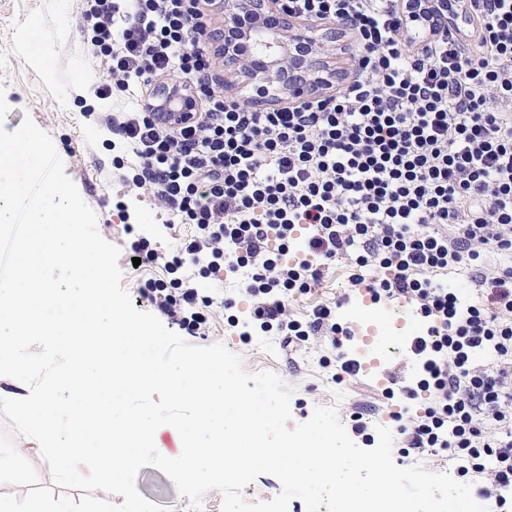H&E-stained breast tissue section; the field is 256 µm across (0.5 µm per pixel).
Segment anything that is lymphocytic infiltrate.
Segmentation results:
<instances>
[{
	"label": "lymphocytic infiltrate",
	"instance_id": "obj_1",
	"mask_svg": "<svg viewBox=\"0 0 512 512\" xmlns=\"http://www.w3.org/2000/svg\"><path fill=\"white\" fill-rule=\"evenodd\" d=\"M401 0H281L295 18H332L354 32L355 79L338 94L250 110L224 95L211 70L206 0H82L83 32L107 81L136 105L110 118L135 157L133 186L191 233L181 254L147 237L128 247L167 273L141 292L191 334L205 330L194 278L246 269L241 293L253 325L285 345L339 330L330 305L307 320L288 298L309 293L322 270L289 261L300 225L311 255L332 262L363 245L353 282L383 268L379 288L418 304L438 328L417 338L420 386L432 403L400 424L409 449L445 452L457 473L487 476L489 512H512V429L489 439L488 421L511 424L501 385L512 379V266L484 274L480 246L512 254V0H467L479 25L432 34L406 48ZM189 79L202 102L194 120L161 121L144 95L154 78ZM467 268L487 298L461 306L443 280ZM499 360L473 367L475 353Z\"/></svg>",
	"mask_w": 512,
	"mask_h": 512
}]
</instances>
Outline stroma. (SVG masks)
Returning a JSON list of instances; mask_svg holds the SVG:
<instances>
[{
  "label": "stroma",
  "instance_id": "1",
  "mask_svg": "<svg viewBox=\"0 0 512 512\" xmlns=\"http://www.w3.org/2000/svg\"><path fill=\"white\" fill-rule=\"evenodd\" d=\"M31 23L39 29V53L50 62L51 73L37 67L24 46L22 31ZM82 25L80 0H0V88L10 107L0 125L11 132L28 118L51 137L66 175L95 212L100 234L123 249L118 264L124 289L136 309L149 312L153 306L139 289L144 281L161 277L162 272L147 266L140 273H131L124 249L132 235L138 234L157 242L166 252H178L189 227L168 224L167 214L153 198L125 187L120 180V172L113 166V135L101 119L131 108L132 100L124 96L96 97L98 72L81 38ZM355 267L351 254L325 266L310 293L289 300L290 312L302 317L318 304H334L355 292L356 285L351 280ZM242 279V274L230 273L200 280V295L211 301L208 330L205 335L191 337L190 342L198 346L224 343L240 356L245 372L277 373L293 389L292 423L308 420L315 407L333 406L344 422L352 412H362L373 429L391 426L392 413L416 416L428 406L427 393L414 399L404 395L420 376V361L410 348L416 322L399 330L389 316H382L377 326L379 335H400L404 349L390 355L375 373L361 372L339 381L334 377L339 356L360 364L365 361L357 353L358 341L335 346L330 339L313 338L304 345L288 348L281 337L254 335L247 339L241 336L238 326L228 325L226 317L230 314L240 323L248 319L246 302L237 298ZM229 297L236 298L237 305L228 312L224 301ZM1 453L12 455L15 475L11 482L0 485V494L20 497L38 487L52 488L57 496L65 493L48 478L45 461L33 439L12 432L0 417ZM136 487L142 497L167 512H191L188 498L180 496L174 483L155 467L140 469Z\"/></svg>",
  "mask_w": 512,
  "mask_h": 512
}]
</instances>
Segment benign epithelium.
I'll list each match as a JSON object with an SVG mask.
<instances>
[{
  "instance_id": "1",
  "label": "benign epithelium",
  "mask_w": 512,
  "mask_h": 512,
  "mask_svg": "<svg viewBox=\"0 0 512 512\" xmlns=\"http://www.w3.org/2000/svg\"><path fill=\"white\" fill-rule=\"evenodd\" d=\"M224 80L254 84L247 104L264 106L279 94L306 100L330 89L337 73L323 58V44L314 28L296 23L277 7V0H222ZM153 106L171 121L198 111L196 96L178 81L154 91Z\"/></svg>"
}]
</instances>
